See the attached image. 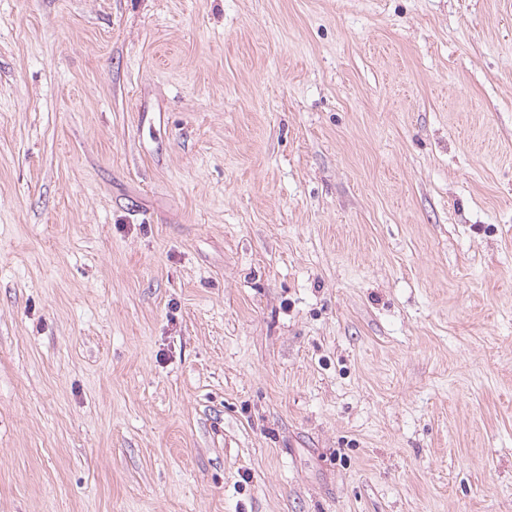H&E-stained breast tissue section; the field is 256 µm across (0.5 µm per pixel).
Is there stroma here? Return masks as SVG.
<instances>
[{
	"instance_id": "1",
	"label": "stroma",
	"mask_w": 512,
	"mask_h": 512,
	"mask_svg": "<svg viewBox=\"0 0 512 512\" xmlns=\"http://www.w3.org/2000/svg\"><path fill=\"white\" fill-rule=\"evenodd\" d=\"M0 512H512V0H0Z\"/></svg>"
}]
</instances>
